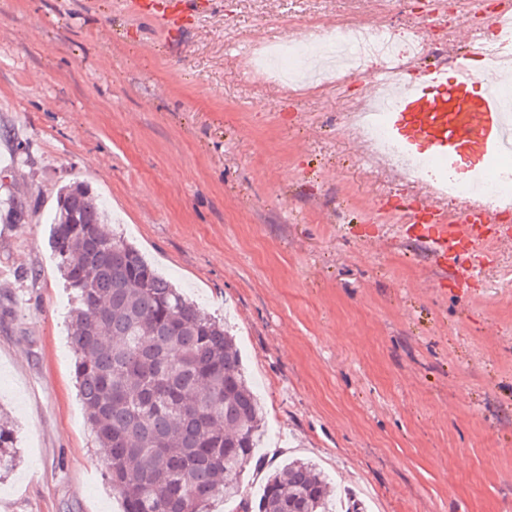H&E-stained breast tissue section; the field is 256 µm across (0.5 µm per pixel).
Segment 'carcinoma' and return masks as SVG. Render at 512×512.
I'll return each mask as SVG.
<instances>
[{
	"label": "carcinoma",
	"mask_w": 512,
	"mask_h": 512,
	"mask_svg": "<svg viewBox=\"0 0 512 512\" xmlns=\"http://www.w3.org/2000/svg\"><path fill=\"white\" fill-rule=\"evenodd\" d=\"M13 224L28 210L0 199ZM85 183L58 191L50 216L57 268L72 292L74 371L106 480L122 512H336L319 467L294 459L255 498L243 474L267 433L265 408L224 323L165 279L124 236ZM20 458L0 422V478Z\"/></svg>",
	"instance_id": "cac0c4a2"
}]
</instances>
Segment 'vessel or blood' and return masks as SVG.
Listing matches in <instances>:
<instances>
[{
	"label": "vessel or blood",
	"mask_w": 512,
	"mask_h": 512,
	"mask_svg": "<svg viewBox=\"0 0 512 512\" xmlns=\"http://www.w3.org/2000/svg\"><path fill=\"white\" fill-rule=\"evenodd\" d=\"M500 81L496 69L477 74L459 54L440 61L422 81L402 85L395 107L375 118L406 155L428 148L438 174L472 183L512 157V114L504 109ZM420 209L429 223L408 225L406 233L424 239L436 262L454 267L459 286H466L475 273L476 248L486 240L483 229L496 223V212L466 200L460 206L465 221L458 224L436 204L424 201Z\"/></svg>",
	"instance_id": "obj_1"
}]
</instances>
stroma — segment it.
Instances as JSON below:
<instances>
[{
	"instance_id": "stroma-1",
	"label": "stroma",
	"mask_w": 512,
	"mask_h": 512,
	"mask_svg": "<svg viewBox=\"0 0 512 512\" xmlns=\"http://www.w3.org/2000/svg\"><path fill=\"white\" fill-rule=\"evenodd\" d=\"M374 0H0V399L19 469L0 512H119L75 385L68 295L49 246L82 180L167 278L225 319L271 430L368 512H512V241L468 287L401 236L428 185L366 164L341 122L369 83L286 98L248 49L287 25L374 24Z\"/></svg>"
}]
</instances>
